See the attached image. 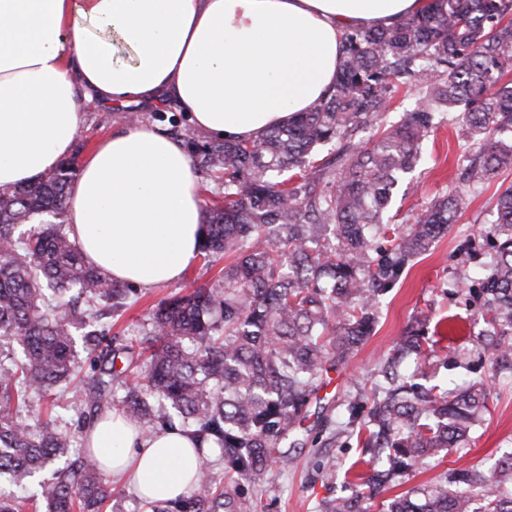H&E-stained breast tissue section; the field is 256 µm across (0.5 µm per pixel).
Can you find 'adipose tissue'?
Listing matches in <instances>:
<instances>
[{
    "label": "adipose tissue",
    "mask_w": 512,
    "mask_h": 512,
    "mask_svg": "<svg viewBox=\"0 0 512 512\" xmlns=\"http://www.w3.org/2000/svg\"><path fill=\"white\" fill-rule=\"evenodd\" d=\"M428 0H0V188L68 159L78 99L169 105L210 136L252 140L328 96L340 41L421 13ZM107 277L179 283L198 255L199 178L180 140L148 124L83 158L62 216ZM103 473L143 499L187 495L191 441L112 411L84 434Z\"/></svg>",
    "instance_id": "1"
}]
</instances>
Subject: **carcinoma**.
<instances>
[{"mask_svg":"<svg viewBox=\"0 0 512 512\" xmlns=\"http://www.w3.org/2000/svg\"><path fill=\"white\" fill-rule=\"evenodd\" d=\"M512 0H431L425 12L343 36L332 94L253 141L200 143L183 134L190 157L224 177V199L206 208L201 252L230 253L220 288H196L158 305L135 343L94 329L84 336L92 374L69 408L77 431L103 414L116 360L139 348L143 369L125 382V416L150 430L189 433L195 453L224 456L225 468L254 488L272 484L268 459L304 418L324 372L347 362L370 336L382 291L412 257L456 223L467 193L512 167ZM422 90L399 122L376 140L356 135L380 124L398 83ZM457 112L479 160L462 184L417 213L404 231L385 224L402 180L421 162L420 144ZM337 145L334 157L313 161ZM75 159L13 189L0 190V338L23 357L0 362V483L39 500L45 512H101L112 487L74 437L47 419L19 421L32 394L76 379L72 327L97 315L106 298L127 305L129 289L89 265L62 230ZM489 234L497 247L479 286L494 362L512 369V186L501 189ZM37 224L15 236L22 224ZM392 234L389 246L376 239ZM416 331L383 358L385 394L369 410L348 405L364 434L372 475L323 512H371L387 485L428 459L471 441L488 410L486 381L444 392L424 389L403 369L431 347ZM64 460L51 478L36 475ZM383 504L381 512H512V453L484 472L474 467ZM150 512H258L235 487H218L201 470L188 496L147 503Z\"/></svg>","mask_w":512,"mask_h":512,"instance_id":"cac0c4a2","label":"carcinoma"}]
</instances>
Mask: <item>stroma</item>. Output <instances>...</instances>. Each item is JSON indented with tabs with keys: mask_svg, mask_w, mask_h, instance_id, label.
Segmentation results:
<instances>
[{
	"mask_svg": "<svg viewBox=\"0 0 512 512\" xmlns=\"http://www.w3.org/2000/svg\"><path fill=\"white\" fill-rule=\"evenodd\" d=\"M84 121L75 142L76 158H83L103 137L124 131L125 112L138 113L141 122L167 129L160 110L142 103L114 107L83 99ZM475 153L462 123L449 115L421 144L422 161L403 180L386 214L393 227L410 224L416 213L435 197L457 186L467 160ZM512 185V167L471 193L455 224L423 254L418 255L401 279L380 298L374 330L348 363L325 374L323 384L306 407V419L297 430V446L289 448L287 463H273L276 478L262 494L265 512H320L322 501L354 492L359 475L368 471L364 450L348 423L346 406L368 399L377 379L382 355L411 325L423 322L435 355L424 371L431 385L450 387L461 379L484 380L492 387L489 409L482 416L474 439L464 448L451 449L402 482L381 493L388 500L438 481L445 472L480 466L512 449V373L493 374L491 355L480 339L486 325L477 275L490 260L492 246L484 231L497 192ZM231 256L197 259L181 282L151 290H134L126 308L116 311L111 301L98 304L100 322L110 333L138 336L157 304L188 289L218 286ZM336 426L322 430L324 418Z\"/></svg>",
	"mask_w": 512,
	"mask_h": 512,
	"instance_id": "1",
	"label": "stroma"
}]
</instances>
